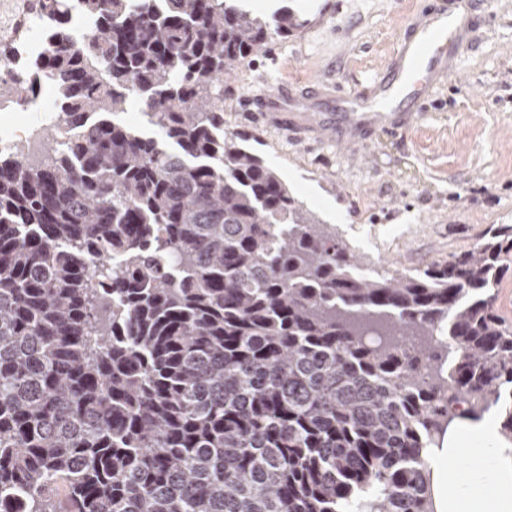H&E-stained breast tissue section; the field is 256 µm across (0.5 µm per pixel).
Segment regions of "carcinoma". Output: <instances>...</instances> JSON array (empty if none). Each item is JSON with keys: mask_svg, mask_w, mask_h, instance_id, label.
<instances>
[{"mask_svg": "<svg viewBox=\"0 0 512 512\" xmlns=\"http://www.w3.org/2000/svg\"><path fill=\"white\" fill-rule=\"evenodd\" d=\"M74 5L97 32L40 0L35 78L0 80L61 112L48 162L0 156V512H433L453 418L498 406L512 444V225L375 271L224 133V76L308 19ZM131 98L157 136L114 120ZM496 289L497 312L507 324L512 325V264L510 272L504 276Z\"/></svg>", "mask_w": 512, "mask_h": 512, "instance_id": "1", "label": "carcinoma"}]
</instances>
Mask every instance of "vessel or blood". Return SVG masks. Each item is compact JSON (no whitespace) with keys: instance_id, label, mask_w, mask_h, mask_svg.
I'll list each match as a JSON object with an SVG mask.
<instances>
[{"instance_id":"1","label":"vessel or blood","mask_w":512,"mask_h":512,"mask_svg":"<svg viewBox=\"0 0 512 512\" xmlns=\"http://www.w3.org/2000/svg\"><path fill=\"white\" fill-rule=\"evenodd\" d=\"M475 29L464 0H437L411 18L383 74L348 93L327 82L306 93L280 86L256 96V117L301 140L322 139L339 123L350 144L377 129L402 132L422 118L433 89L454 76L458 51Z\"/></svg>"}]
</instances>
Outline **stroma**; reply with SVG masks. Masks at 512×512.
<instances>
[{"label": "stroma", "mask_w": 512, "mask_h": 512, "mask_svg": "<svg viewBox=\"0 0 512 512\" xmlns=\"http://www.w3.org/2000/svg\"><path fill=\"white\" fill-rule=\"evenodd\" d=\"M435 0H246L256 15H306L298 36L224 79V130L277 171L304 209L380 273L410 274L512 225V0H472L481 26L426 116L367 143L295 141L259 127L245 100L282 84L327 80L349 90L382 73L408 18Z\"/></svg>", "instance_id": "obj_1"}]
</instances>
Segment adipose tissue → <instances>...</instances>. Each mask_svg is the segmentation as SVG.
I'll return each mask as SVG.
<instances>
[{"label":"adipose tissue","instance_id":"adipose-tissue-1","mask_svg":"<svg viewBox=\"0 0 512 512\" xmlns=\"http://www.w3.org/2000/svg\"><path fill=\"white\" fill-rule=\"evenodd\" d=\"M474 452L489 459L487 468H453V461ZM422 458L431 476L436 512H512V454L493 412L455 418L442 446L425 449Z\"/></svg>","mask_w":512,"mask_h":512}]
</instances>
